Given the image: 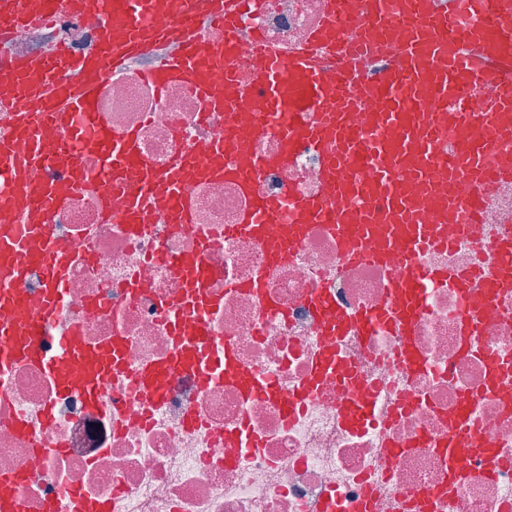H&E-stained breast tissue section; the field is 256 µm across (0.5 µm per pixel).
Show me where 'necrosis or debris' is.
<instances>
[{
    "label": "necrosis or debris",
    "mask_w": 512,
    "mask_h": 512,
    "mask_svg": "<svg viewBox=\"0 0 512 512\" xmlns=\"http://www.w3.org/2000/svg\"><path fill=\"white\" fill-rule=\"evenodd\" d=\"M324 0H261L237 23V80L252 83L264 55L288 56L306 45L326 16ZM264 35L254 46L253 31ZM92 16L63 17L19 28L11 51L24 54L60 42L81 52L99 42ZM154 58L130 60L100 86L96 123L114 133L136 131L142 160L165 169L183 150L206 162L228 117L205 111L183 84L158 91L144 77ZM324 160L299 148L288 166L265 170L257 189L272 199L321 194ZM81 166L89 181L44 225L69 260L61 317L42 336L48 352L70 336L74 349L96 350L111 363L112 339L122 341L133 368L168 359L174 347L169 307L187 293L175 258L200 255L211 271L208 292L219 304L201 319L216 344H229L248 372L272 378L275 399L245 397L216 377L199 386L177 376L163 402L139 395L121 377L100 387L91 407L64 392L44 369L15 365L0 379V479L13 487L23 512H74L60 491L89 502L109 500L111 512H512V289L479 300L476 330L464 335L463 296L493 280L501 242L512 241V181L500 182L477 224L449 221L448 242L412 258L426 269H453L464 285L424 287L410 333L382 323L366 330L360 314L394 308L393 286L405 263L376 236L361 242L363 258H348L324 224L277 265L263 243L228 234L251 204L238 186L202 178L187 189L191 224L175 226L164 209H150L139 233L107 223L101 206L111 179L95 156ZM323 289L329 311L314 312L310 296ZM414 349L417 366L403 356ZM336 368L314 369L326 351ZM474 436L493 451L470 461L471 478L448 489L443 450L460 412ZM245 430L239 448L225 433Z\"/></svg>",
    "instance_id": "1"
}]
</instances>
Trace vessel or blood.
<instances>
[{
  "mask_svg": "<svg viewBox=\"0 0 512 512\" xmlns=\"http://www.w3.org/2000/svg\"><path fill=\"white\" fill-rule=\"evenodd\" d=\"M0 0V44L25 25L69 16L96 15L106 29L97 51L75 53L50 47L29 57L0 55V100L18 112L15 128L0 136V306L13 310L12 320L0 323V373L18 363L52 371L58 386L83 392L97 401L98 387L108 369L122 366V344L112 342V365L104 367L93 350L71 351L70 362L55 366L37 342L41 323L53 321L63 304L66 255L43 235L46 216L64 208L70 193L84 180L77 163L89 147L102 168L119 180L137 177L138 195L113 202L103 210L105 221L139 230L143 212L163 204L176 223L192 221L185 189L206 176L230 180L251 198L230 233L268 244L271 263L283 260L311 224H325L336 234L349 257L361 254L360 240L387 229L391 246L409 258L443 243L441 224L480 221L492 188L512 179V152L500 151L496 136L512 132V0H325V23L310 36L308 46L288 59L266 57L259 82L260 100L249 86L229 76L240 45L237 19L252 10L255 0ZM208 20L224 30L221 39L182 21L185 14ZM484 16L483 26L470 25L471 16ZM174 41L177 56L149 71V79L165 88L187 85L211 110L230 116L222 139L210 149L207 166L193 155L175 157L158 171L139 154L135 132L119 135L92 122L99 86L108 67ZM335 55L329 74L312 60V49ZM390 53L391 67L374 82L361 81L351 64L362 52ZM497 73H489L488 61ZM225 71L216 82V71ZM335 103L332 112L326 103ZM359 113L351 123L350 113ZM80 114L82 129L70 117ZM259 132L278 136V156L251 152L249 141ZM25 144L15 152L14 140ZM321 153V196L272 202L257 195L262 171L287 164L300 146ZM66 162V179L31 183V169ZM26 197L31 206L27 239L16 237L13 200ZM41 266L46 288L38 306L20 292L31 266ZM175 265L191 295L208 298L209 271L200 257L188 256ZM448 270L415 267L398 279V304L388 314L402 329H410L419 308L422 286L429 281L455 280ZM177 343L166 361L143 365L130 375L134 390L152 400L164 397L170 377L192 371L205 384L221 375L238 384L247 397L278 392L268 378L247 375L231 347L209 348L195 325L176 321ZM478 441L459 418L448 442L449 483L460 488L470 476L467 464Z\"/></svg>",
  "mask_w": 512,
  "mask_h": 512,
  "instance_id": "1",
  "label": "vessel or blood"
}]
</instances>
